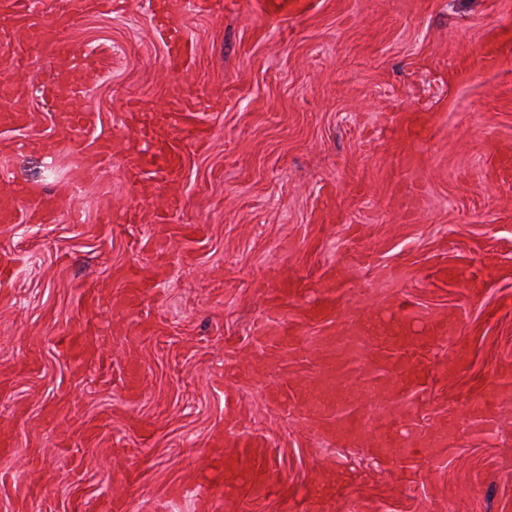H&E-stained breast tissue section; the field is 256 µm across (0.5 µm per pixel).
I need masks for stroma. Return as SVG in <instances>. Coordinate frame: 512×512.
Returning <instances> with one entry per match:
<instances>
[{
	"mask_svg": "<svg viewBox=\"0 0 512 512\" xmlns=\"http://www.w3.org/2000/svg\"><path fill=\"white\" fill-rule=\"evenodd\" d=\"M168 2L192 47L184 71L167 69L148 0H112L67 30L77 58L0 67V86L27 88L19 107L32 117L0 127V204L16 182L60 200L50 222L0 225V439L18 456L0 462V512H72L77 496L97 512L106 495L126 512H197V471L230 425L265 442L281 487L243 512H307L306 489L330 482L332 512H512V185L490 178L498 153L512 152V50L475 78L454 73L512 36V0H314L299 18ZM58 75L84 97H42ZM175 83L211 137L198 147L174 134L183 168L172 181L142 166L139 129ZM83 109L112 155L76 184L67 114ZM35 133L58 139V152L21 150ZM441 265L461 281L432 285ZM127 266L150 286L143 334L120 285L101 305L79 303ZM332 270L339 318L405 301L459 325L433 354L431 406L408 415L396 372L377 377L369 347L349 354L353 405L370 424L349 447L269 397L319 382L316 331L276 359L255 337L280 274ZM88 325L103 361L78 372L58 341ZM486 398L496 423L483 438L469 405ZM396 420L417 434L416 462L371 432ZM29 484L34 498L20 499Z\"/></svg>",
	"mask_w": 512,
	"mask_h": 512,
	"instance_id": "1",
	"label": "stroma"
}]
</instances>
